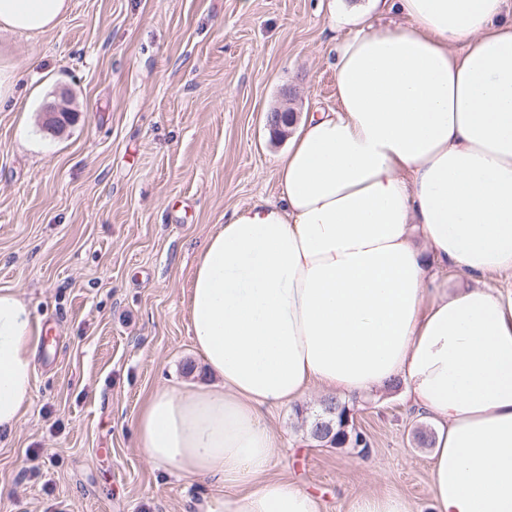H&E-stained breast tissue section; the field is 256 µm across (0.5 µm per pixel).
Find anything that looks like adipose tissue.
<instances>
[{"instance_id": "obj_1", "label": "adipose tissue", "mask_w": 512, "mask_h": 512, "mask_svg": "<svg viewBox=\"0 0 512 512\" xmlns=\"http://www.w3.org/2000/svg\"><path fill=\"white\" fill-rule=\"evenodd\" d=\"M504 0H374L406 22L330 17L335 108L278 163L279 194L209 235L190 331L213 386L164 387L137 418L160 470L213 480L196 512H320L266 478L279 450L263 407L403 382L437 424L436 512H512V18ZM69 0H0V30L41 34ZM452 268L449 288L430 272ZM40 329L0 289V432L20 426Z\"/></svg>"}]
</instances>
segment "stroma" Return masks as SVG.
I'll return each mask as SVG.
<instances>
[{"instance_id": "obj_1", "label": "stroma", "mask_w": 512, "mask_h": 512, "mask_svg": "<svg viewBox=\"0 0 512 512\" xmlns=\"http://www.w3.org/2000/svg\"><path fill=\"white\" fill-rule=\"evenodd\" d=\"M371 0H70L55 29L0 32L17 74L0 110V289L40 324L35 390L0 434V512H195L212 481L156 469L135 420L164 385L210 383L187 309L197 254L234 208L278 195L289 140L267 114L291 89L298 122L335 107L330 10ZM74 112L58 134L43 109ZM326 399L264 408L280 441L266 473L322 512L360 495L434 512L428 414L403 386L351 396L368 454L311 438ZM36 472H29L30 462Z\"/></svg>"}]
</instances>
